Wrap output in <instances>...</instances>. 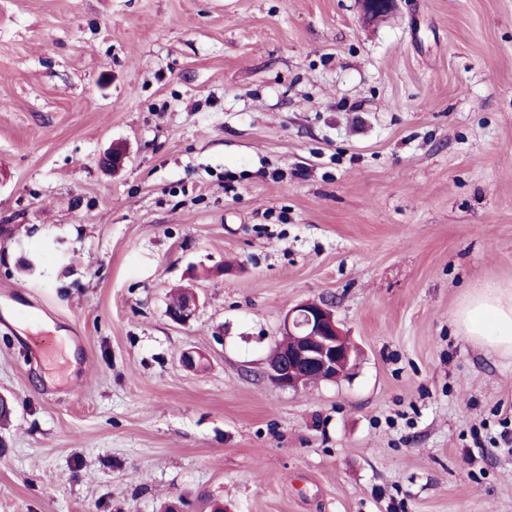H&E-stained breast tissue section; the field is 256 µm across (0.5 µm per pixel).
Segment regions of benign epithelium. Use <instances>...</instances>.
<instances>
[{
    "mask_svg": "<svg viewBox=\"0 0 512 512\" xmlns=\"http://www.w3.org/2000/svg\"><path fill=\"white\" fill-rule=\"evenodd\" d=\"M363 16L387 15L396 0H359ZM200 308L198 295L186 291L181 307L167 311L171 321L189 324ZM283 335L291 343L277 357H269L266 378L276 387L297 391L311 381H338L351 368L352 347L335 314L332 303H301L286 314Z\"/></svg>",
    "mask_w": 512,
    "mask_h": 512,
    "instance_id": "1",
    "label": "benign epithelium"
}]
</instances>
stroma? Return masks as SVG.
Instances as JSON below:
<instances>
[{
    "mask_svg": "<svg viewBox=\"0 0 512 512\" xmlns=\"http://www.w3.org/2000/svg\"><path fill=\"white\" fill-rule=\"evenodd\" d=\"M485 282L512 0H0V512H512ZM307 300L357 357L282 390ZM512 285L476 286L455 315L470 340L500 355H512ZM183 293V290H181L174 296L172 302L168 306L169 311H167V314L170 320L174 323L179 325H188L196 317L200 308V302L198 295L194 291L188 289L186 291V297Z\"/></svg>",
    "mask_w": 512,
    "mask_h": 512,
    "instance_id": "35a3bbf8",
    "label": "stroma"
}]
</instances>
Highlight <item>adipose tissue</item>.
I'll list each match as a JSON object with an SVG mask.
<instances>
[{
    "mask_svg": "<svg viewBox=\"0 0 512 512\" xmlns=\"http://www.w3.org/2000/svg\"><path fill=\"white\" fill-rule=\"evenodd\" d=\"M457 327L488 351L512 355V286H476L455 315Z\"/></svg>",
    "mask_w": 512,
    "mask_h": 512,
    "instance_id": "adipose-tissue-1",
    "label": "adipose tissue"
}]
</instances>
